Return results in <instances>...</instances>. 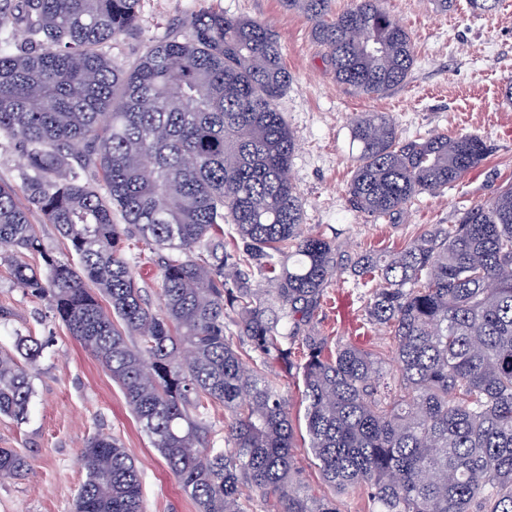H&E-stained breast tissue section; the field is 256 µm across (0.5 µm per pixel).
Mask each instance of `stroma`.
I'll use <instances>...</instances> for the list:
<instances>
[{"label":"stroma","instance_id":"stroma-1","mask_svg":"<svg viewBox=\"0 0 512 512\" xmlns=\"http://www.w3.org/2000/svg\"><path fill=\"white\" fill-rule=\"evenodd\" d=\"M384 7L408 30L416 62L406 83L378 98L337 84L311 22L280 0H141L139 29L114 40L110 52L115 63L129 66L151 40L184 31L192 16L209 8L272 28L291 75L277 106L295 141L289 176L302 199L303 228L342 245L333 281L297 329L357 343L391 376L396 372L392 342L385 328L367 321L369 289L348 267L361 252L394 250L433 225L455 223L462 208L512 184V101L505 97L512 83V0H498L488 12L472 11L468 0H452L446 9L437 0H385ZM360 112L385 113L406 138L434 131L477 133L491 152L440 194L417 197L393 220H375L353 211L347 201L359 154L351 119ZM0 307L11 313L0 322V347L13 349L18 337L28 334L46 343L25 422L0 417V448L22 449L32 459L24 475L0 483V512H72L85 478L80 452L99 433L117 438L135 458L143 512H198L141 431L119 385L46 301L14 284L3 263ZM272 375L293 420L298 476L313 493H323L303 420L302 383L278 365Z\"/></svg>","mask_w":512,"mask_h":512}]
</instances>
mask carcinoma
<instances>
[{
	"instance_id": "carcinoma-1",
	"label": "carcinoma",
	"mask_w": 512,
	"mask_h": 512,
	"mask_svg": "<svg viewBox=\"0 0 512 512\" xmlns=\"http://www.w3.org/2000/svg\"><path fill=\"white\" fill-rule=\"evenodd\" d=\"M141 0H0V139L30 171L0 181V263L45 300L110 373L198 512H338L366 491L371 512H512V186L354 267L374 284L369 322L387 329L393 383L352 344L283 332L337 271L338 246L303 230L289 171L288 89L269 26L213 9L153 40L123 68L107 51L138 28ZM313 24L336 82L379 97L415 63L383 0L331 15V0H284ZM351 209L391 218L487 158L478 134L406 140L382 112L352 121ZM55 226L73 264L43 250L18 194ZM236 247H224V225ZM159 253L153 309L125 249ZM37 252L43 265L27 263ZM265 276L258 288L254 270ZM303 356L304 421L327 492L298 479L293 424L269 367ZM35 336L0 349V416L26 419ZM224 407L217 448L209 407ZM73 512H143L140 472L115 438L81 450ZM30 458L0 448V483Z\"/></svg>"
}]
</instances>
